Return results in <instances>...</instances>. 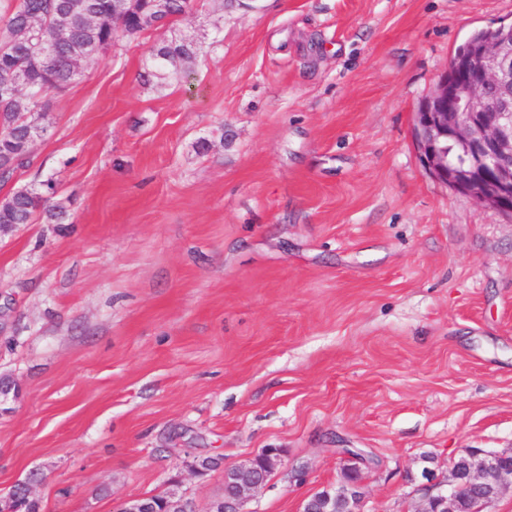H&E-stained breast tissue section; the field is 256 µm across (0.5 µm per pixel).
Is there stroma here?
Wrapping results in <instances>:
<instances>
[{
  "label": "stroma",
  "instance_id": "obj_1",
  "mask_svg": "<svg viewBox=\"0 0 512 512\" xmlns=\"http://www.w3.org/2000/svg\"><path fill=\"white\" fill-rule=\"evenodd\" d=\"M502 24L512 0H196L49 95L0 183L54 180L65 208L0 235V493L35 470L40 512H208L225 466L277 448L246 508L298 512L352 449L368 512H410L423 456L512 450V217L413 135ZM181 39L187 77L142 80Z\"/></svg>",
  "mask_w": 512,
  "mask_h": 512
}]
</instances>
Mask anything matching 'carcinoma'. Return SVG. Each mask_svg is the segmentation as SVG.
<instances>
[{"label":"carcinoma","instance_id":"carcinoma-1","mask_svg":"<svg viewBox=\"0 0 512 512\" xmlns=\"http://www.w3.org/2000/svg\"><path fill=\"white\" fill-rule=\"evenodd\" d=\"M148 0H18L4 15L0 31V85L13 81L17 72L29 70V86L7 97L0 95V182L31 163V145L46 127L27 120L26 115L43 110V99L60 92L75 79V61L98 57L112 46L115 30L136 38L151 24L185 14V0H169L168 11L148 14ZM64 16L70 25L67 36L57 34L56 20ZM509 26L487 27L473 32L456 52L471 53L487 41L511 31ZM200 45L193 41L164 42L150 51L153 77L167 81L183 76L193 63ZM56 186L48 179L39 188H19L0 199V229L30 224L37 210L57 220L63 207L54 202ZM37 480L31 474L14 487L17 512H40L39 502L28 496L27 486Z\"/></svg>","mask_w":512,"mask_h":512}]
</instances>
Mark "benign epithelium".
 <instances>
[{
  "label": "benign epithelium",
  "instance_id": "benign-epithelium-1",
  "mask_svg": "<svg viewBox=\"0 0 512 512\" xmlns=\"http://www.w3.org/2000/svg\"><path fill=\"white\" fill-rule=\"evenodd\" d=\"M512 37H502L472 53L451 57L445 74L415 117L416 145L426 169L476 204L512 216ZM457 147L467 161L448 166V148ZM280 450L266 448L248 462L224 467V485L233 488L224 497V512H246L254 491L262 488ZM344 475L336 484L307 495L300 512H367L363 479L345 473L362 472L360 454L346 451ZM463 470L450 466L441 476L426 466L421 471L420 494L413 512H453L454 497L469 492L472 512H485L503 492L512 488V451L466 453ZM116 512H156L151 498L121 502Z\"/></svg>",
  "mask_w": 512,
  "mask_h": 512
}]
</instances>
